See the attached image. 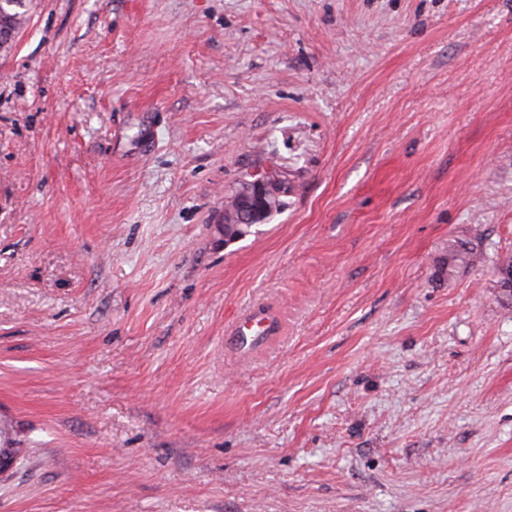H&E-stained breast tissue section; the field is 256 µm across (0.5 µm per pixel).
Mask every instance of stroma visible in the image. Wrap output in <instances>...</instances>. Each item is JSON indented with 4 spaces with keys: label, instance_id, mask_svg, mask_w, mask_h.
I'll list each match as a JSON object with an SVG mask.
<instances>
[{
    "label": "stroma",
    "instance_id": "1",
    "mask_svg": "<svg viewBox=\"0 0 512 512\" xmlns=\"http://www.w3.org/2000/svg\"><path fill=\"white\" fill-rule=\"evenodd\" d=\"M260 173L285 206L223 243ZM505 254L512 0H31L0 512H512ZM253 307L279 331L236 349ZM477 252V245L471 241H453L448 245V262H444L439 269V274L448 279L459 273L460 269L467 268L471 258ZM495 269L500 271L498 286L500 288V301L504 308L509 310L512 304V256L499 257L495 263Z\"/></svg>",
    "mask_w": 512,
    "mask_h": 512
}]
</instances>
